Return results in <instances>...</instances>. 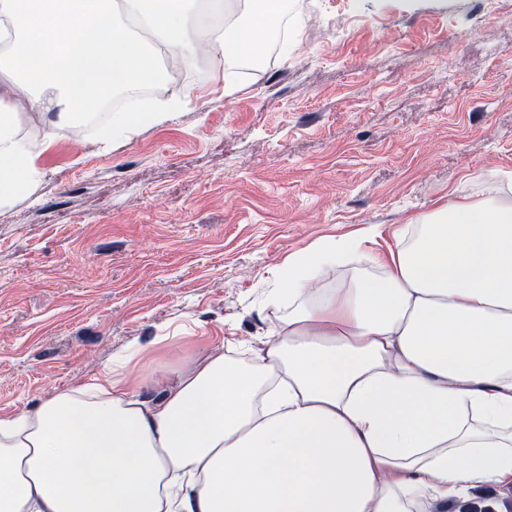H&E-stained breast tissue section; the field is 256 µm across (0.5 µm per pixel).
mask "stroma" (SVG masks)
<instances>
[{"label":"stroma","mask_w":512,"mask_h":512,"mask_svg":"<svg viewBox=\"0 0 512 512\" xmlns=\"http://www.w3.org/2000/svg\"><path fill=\"white\" fill-rule=\"evenodd\" d=\"M295 41L224 93L104 150L59 132L31 197L0 207V418L80 386L130 342L191 361L256 354L271 270L321 238L387 254L414 212L512 174V0H288ZM432 512H512L473 488Z\"/></svg>","instance_id":"obj_1"}]
</instances>
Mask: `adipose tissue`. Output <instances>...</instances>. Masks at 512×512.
<instances>
[{"instance_id": "adipose-tissue-1", "label": "adipose tissue", "mask_w": 512, "mask_h": 512, "mask_svg": "<svg viewBox=\"0 0 512 512\" xmlns=\"http://www.w3.org/2000/svg\"><path fill=\"white\" fill-rule=\"evenodd\" d=\"M0 0V205L30 196L57 127L165 82L147 52L219 49L224 92L286 0ZM185 89L110 115L108 146L173 119ZM57 125L28 136L22 111ZM326 237L272 274L286 311L250 362L214 348L111 368L0 418V512H428L512 487V196L409 219L388 260ZM151 387L157 397L145 399Z\"/></svg>"}]
</instances>
